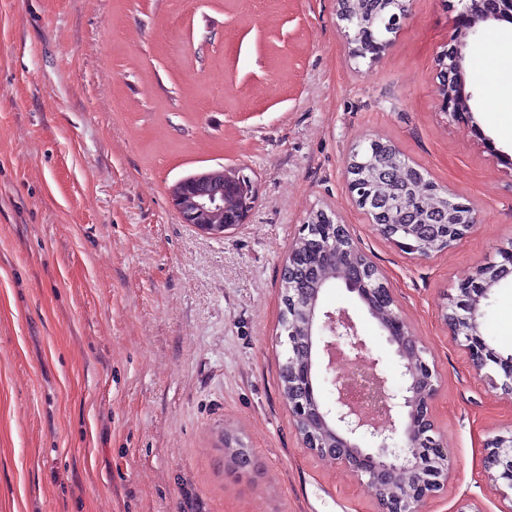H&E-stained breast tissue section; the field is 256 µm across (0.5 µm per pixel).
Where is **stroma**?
I'll return each mask as SVG.
<instances>
[{
	"instance_id": "35a3bbf8",
	"label": "stroma",
	"mask_w": 512,
	"mask_h": 512,
	"mask_svg": "<svg viewBox=\"0 0 512 512\" xmlns=\"http://www.w3.org/2000/svg\"><path fill=\"white\" fill-rule=\"evenodd\" d=\"M459 0H410L385 50L354 56L337 0H0V512H378L303 448L281 394L288 247L322 210L386 277L438 374L456 467L425 512H500L486 443L512 427L448 335V294L512 244V171L440 109ZM466 88L485 135L493 101ZM390 141L480 214L431 257L352 201L354 148ZM225 166L255 189L208 237L171 205ZM484 336L512 352V277ZM248 449L231 472L221 436Z\"/></svg>"
}]
</instances>
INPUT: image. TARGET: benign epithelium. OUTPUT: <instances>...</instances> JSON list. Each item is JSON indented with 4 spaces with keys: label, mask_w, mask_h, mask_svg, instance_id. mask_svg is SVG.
<instances>
[{
    "label": "benign epithelium",
    "mask_w": 512,
    "mask_h": 512,
    "mask_svg": "<svg viewBox=\"0 0 512 512\" xmlns=\"http://www.w3.org/2000/svg\"><path fill=\"white\" fill-rule=\"evenodd\" d=\"M456 16L459 34L440 52L448 67V91L442 95L440 109L466 125L484 149L512 170V158L498 150L473 121L465 90L463 52L460 35L478 31L505 19L512 20V0H459ZM448 224L453 245L478 223V213L470 209L464 224L455 223L461 208L453 196L446 198ZM171 203L185 224L214 237L244 222L248 209L230 212L224 205V191L203 179L192 185L172 189ZM305 236L317 248L336 250L342 242L355 248L344 224H306ZM499 260L480 265L476 276L483 283L458 284L448 298L443 320L448 334L467 353L472 369L490 386L512 394V354L499 352L482 334V301L512 273V248L501 247ZM350 293L357 295L367 314L377 322L398 358L399 382L393 383L374 358L359 326L347 308L328 309L322 299L311 296L309 288H290L285 297L284 322L288 335V367L283 380L288 384V408L304 447L331 459L338 468L369 484L380 505V512H423L425 502L440 492L455 469V459L447 444L437 435L431 403L437 391L436 374L424 359L425 349L403 319L392 289L376 267L366 266L355 275L336 273ZM351 353L359 360L363 373L354 382L336 374V357ZM332 386V399H315L318 378ZM487 478L512 490V431L497 435L486 444Z\"/></svg>",
    "instance_id": "obj_1"
}]
</instances>
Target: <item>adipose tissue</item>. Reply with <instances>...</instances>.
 <instances>
[{
    "label": "adipose tissue",
    "mask_w": 512,
    "mask_h": 512,
    "mask_svg": "<svg viewBox=\"0 0 512 512\" xmlns=\"http://www.w3.org/2000/svg\"><path fill=\"white\" fill-rule=\"evenodd\" d=\"M506 64L512 65V42L490 35L486 49L475 61V71L486 97L505 103V110L490 114L489 121L502 139L512 141V86L497 81L499 70Z\"/></svg>",
    "instance_id": "1"
}]
</instances>
